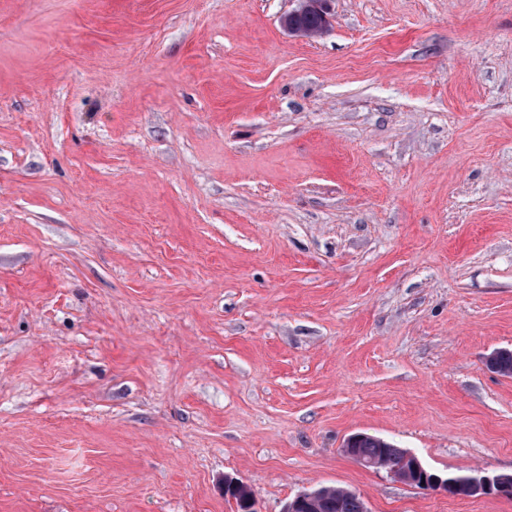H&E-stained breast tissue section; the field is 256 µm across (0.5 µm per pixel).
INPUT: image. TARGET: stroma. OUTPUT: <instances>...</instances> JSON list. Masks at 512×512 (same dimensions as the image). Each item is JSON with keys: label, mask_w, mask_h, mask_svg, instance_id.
<instances>
[{"label": "stroma", "mask_w": 512, "mask_h": 512, "mask_svg": "<svg viewBox=\"0 0 512 512\" xmlns=\"http://www.w3.org/2000/svg\"><path fill=\"white\" fill-rule=\"evenodd\" d=\"M0 0V512H512V0ZM299 6L297 9L291 11L289 14L285 15L282 19L283 27L288 31H294V28L291 26L290 21L295 17L303 14L305 11L309 9H313L322 14L325 20V27L322 30L324 33L330 24L329 17L326 14L328 12L327 3L329 0H298ZM317 12H310L306 14L303 18V26L304 32L309 36H317L323 26L322 17ZM365 434L366 436L358 442L357 440L360 438V435L358 434L352 435L345 442L344 448L354 461L363 466H365V464H370V462L380 464V467L388 472L394 470L400 471L403 469V458L406 452L404 449L398 448L396 445L382 437L368 435L367 433ZM351 448H353L352 451H350ZM343 451L345 452V450ZM349 451L367 462L351 455ZM389 474L398 481H403L400 475L394 472H389ZM471 475V473H448V480L454 482L457 487L454 489L457 495H470L472 497H484L486 493L490 496H499L504 497L505 494H509L512 492V482H510V476H502V475H488L483 473L482 471H477L475 475L470 478V491L474 495L469 493L467 486V478ZM446 478V479H447ZM448 480H441L433 477L432 479H428L426 476L425 481L423 483H419L422 487L420 489L423 490H431V491H441L448 496H452L449 492L450 489L454 488L452 483H448ZM364 501L356 493L332 487H322L315 507L310 512H367Z\"/></svg>", "instance_id": "obj_1"}]
</instances>
